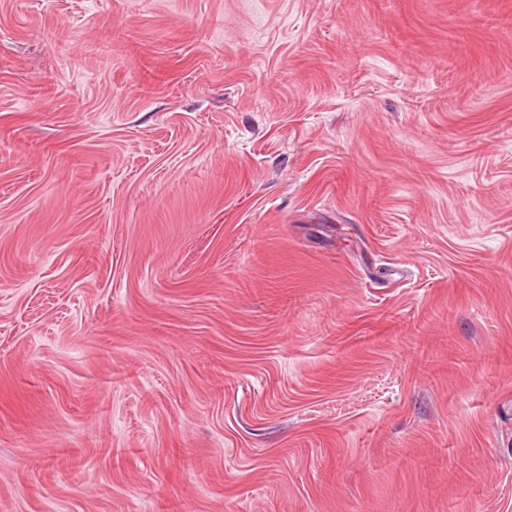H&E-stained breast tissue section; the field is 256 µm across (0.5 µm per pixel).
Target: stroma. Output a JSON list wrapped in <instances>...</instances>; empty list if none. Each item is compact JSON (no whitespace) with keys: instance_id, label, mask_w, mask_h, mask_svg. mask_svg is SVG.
<instances>
[{"instance_id":"35a3bbf8","label":"stroma","mask_w":512,"mask_h":512,"mask_svg":"<svg viewBox=\"0 0 512 512\" xmlns=\"http://www.w3.org/2000/svg\"><path fill=\"white\" fill-rule=\"evenodd\" d=\"M0 512H512V0H0Z\"/></svg>"}]
</instances>
